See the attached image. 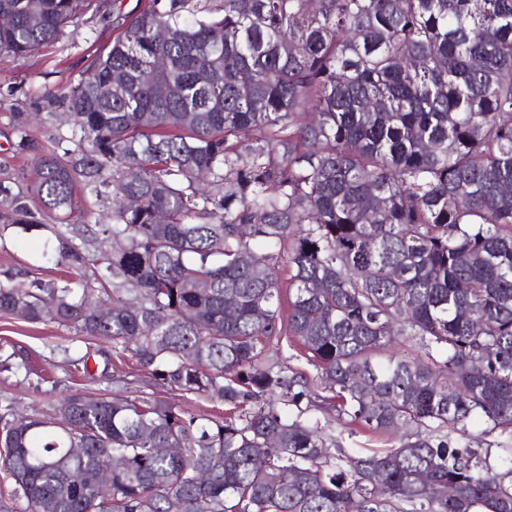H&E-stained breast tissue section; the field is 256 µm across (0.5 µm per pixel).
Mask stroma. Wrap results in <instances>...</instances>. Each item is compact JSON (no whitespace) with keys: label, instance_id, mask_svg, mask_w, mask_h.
<instances>
[{"label":"stroma","instance_id":"stroma-1","mask_svg":"<svg viewBox=\"0 0 512 512\" xmlns=\"http://www.w3.org/2000/svg\"><path fill=\"white\" fill-rule=\"evenodd\" d=\"M112 38L111 20L93 12L88 23L69 28L65 36L35 55L17 58L0 53V169L29 174L36 164L34 156L16 154L10 147L11 113H29L36 138L45 151L54 150L55 129L66 126L68 116L61 107L55 108L53 116H45L42 110L45 95L87 77L92 59ZM47 238L44 231L8 232L0 241V270L15 262L29 267L44 265L42 252ZM74 337V331L50 321L28 323L11 315H0V345L11 342L22 347L39 373L57 379V386L48 395L56 403L70 392L63 380L62 358L56 349L70 344Z\"/></svg>","mask_w":512,"mask_h":512}]
</instances>
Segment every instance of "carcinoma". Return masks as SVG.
<instances>
[{"instance_id": "carcinoma-1", "label": "carcinoma", "mask_w": 512, "mask_h": 512, "mask_svg": "<svg viewBox=\"0 0 512 512\" xmlns=\"http://www.w3.org/2000/svg\"><path fill=\"white\" fill-rule=\"evenodd\" d=\"M93 2L0 0V53L35 54ZM112 32L47 95L62 151L0 177V236L51 229L62 273L7 268L0 313L52 305L85 345L60 349L72 378L111 376L106 338L240 414L81 387L59 423L4 394L0 512H512V443L468 434L512 435V0H112ZM10 122L37 151L29 116ZM91 197L111 223L87 236ZM283 339L313 376L270 352ZM323 391L397 446L342 447L309 415Z\"/></svg>"}]
</instances>
